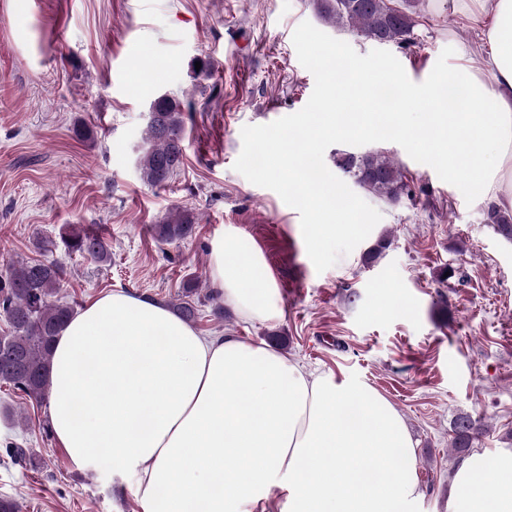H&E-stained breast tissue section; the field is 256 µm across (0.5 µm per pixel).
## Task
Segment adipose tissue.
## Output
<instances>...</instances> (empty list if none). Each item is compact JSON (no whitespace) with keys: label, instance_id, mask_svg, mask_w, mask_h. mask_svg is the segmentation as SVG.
<instances>
[{"label":"adipose tissue","instance_id":"ef3b65f1","mask_svg":"<svg viewBox=\"0 0 512 512\" xmlns=\"http://www.w3.org/2000/svg\"><path fill=\"white\" fill-rule=\"evenodd\" d=\"M488 2L486 64L425 89L410 146L445 158L475 203L512 209V0H449L471 13ZM211 272L242 317L280 318L248 241L216 244ZM50 392L72 464L129 474L142 512H414L423 495L403 417L369 386L313 375L264 343L201 335L151 299L89 300L54 342ZM448 512H512V448L462 461Z\"/></svg>","mask_w":512,"mask_h":512}]
</instances>
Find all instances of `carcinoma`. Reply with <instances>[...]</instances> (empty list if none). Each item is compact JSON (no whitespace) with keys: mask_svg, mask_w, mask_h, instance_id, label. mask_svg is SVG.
Instances as JSON below:
<instances>
[{"mask_svg":"<svg viewBox=\"0 0 512 512\" xmlns=\"http://www.w3.org/2000/svg\"><path fill=\"white\" fill-rule=\"evenodd\" d=\"M319 17L334 27L360 34L377 43L404 45L411 41L415 26L413 8L419 0H405L406 7L393 0H312ZM182 101L167 94L156 97L149 106L144 135L147 150L139 157L141 178L152 187L167 185L184 164ZM337 167L348 181L386 202L397 201L407 189V177L395 160L381 150L363 154L344 152ZM485 221L496 234L512 240V210L494 204L487 207ZM197 217L177 210L153 226L161 243L184 241L196 231ZM64 248L89 256L101 264L112 260L108 244L84 228L71 227L62 232L61 242L39 238L35 248L51 253ZM67 272L54 260H18L0 276V315L9 325V333L0 336V383L9 384L28 398L40 403L49 393V374L55 338L75 313L72 305L58 298ZM189 324L199 318L198 309L189 300L170 304ZM451 460L458 465L474 451L478 427L470 415L453 421ZM7 455L15 464L35 467L37 459L30 449L12 442Z\"/></svg>","mask_w":512,"mask_h":512,"instance_id":"1","label":"carcinoma"}]
</instances>
